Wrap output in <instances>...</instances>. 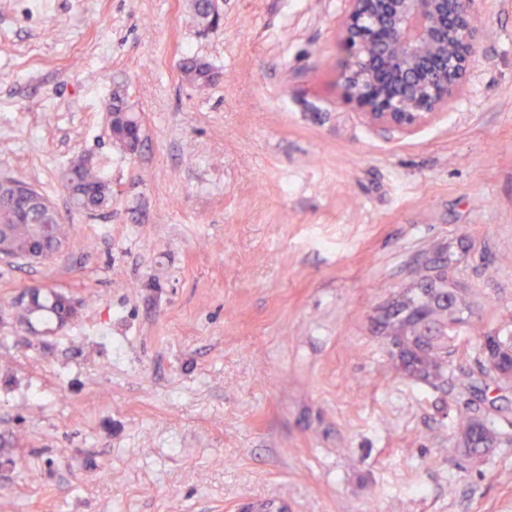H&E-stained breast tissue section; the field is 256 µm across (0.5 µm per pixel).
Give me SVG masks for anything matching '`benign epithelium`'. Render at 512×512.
Segmentation results:
<instances>
[{
  "label": "benign epithelium",
  "mask_w": 512,
  "mask_h": 512,
  "mask_svg": "<svg viewBox=\"0 0 512 512\" xmlns=\"http://www.w3.org/2000/svg\"><path fill=\"white\" fill-rule=\"evenodd\" d=\"M482 0H346L336 27L343 99L403 134L448 110L478 51Z\"/></svg>",
  "instance_id": "7a95c632"
}]
</instances>
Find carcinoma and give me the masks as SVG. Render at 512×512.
<instances>
[{
    "mask_svg": "<svg viewBox=\"0 0 512 512\" xmlns=\"http://www.w3.org/2000/svg\"><path fill=\"white\" fill-rule=\"evenodd\" d=\"M195 16L199 23L209 27L216 24L212 12V0H193ZM185 75L194 82L206 84L211 72L195 60L182 63ZM109 130L113 143L129 142L138 127L139 116L130 105L127 96L120 90L112 93L107 105ZM61 181L76 208L93 213L109 201L112 195L110 181L91 161L73 164L61 173ZM19 188H29L24 181L11 176L0 178V225L7 231V238L16 255L25 256L31 244L40 237L41 229L36 223H27L16 218L14 194ZM48 220L53 225L54 240L61 244L66 238V225L54 205L45 207ZM36 295L35 308L58 316L62 310L57 294L51 301H41V290L32 287ZM401 298L387 309L384 329L395 333L393 339L402 343L400 356H391L393 366L403 375L412 374L430 386L444 384L452 378V366L448 356L461 344L462 337L469 332L467 312L470 310L471 293L465 289L450 290L428 282L422 276L416 288H404ZM467 388H478L482 393H492L501 388L502 382L493 373L470 374L461 381ZM456 426L466 455L478 462L499 439L495 420H480L463 410L456 416Z\"/></svg>",
    "mask_w": 512,
    "mask_h": 512,
    "instance_id": "1",
    "label": "carcinoma"
}]
</instances>
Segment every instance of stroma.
<instances>
[{
  "label": "stroma",
  "mask_w": 512,
  "mask_h": 512,
  "mask_svg": "<svg viewBox=\"0 0 512 512\" xmlns=\"http://www.w3.org/2000/svg\"><path fill=\"white\" fill-rule=\"evenodd\" d=\"M0 0V177L70 226L0 259V512H512V439L480 464L455 377H402L374 318L458 245L470 333L512 320V0H483L449 110L372 129L336 85L344 0ZM213 75L203 89L180 68ZM123 86L143 142L106 106ZM91 156L88 215L59 173ZM43 286L67 320L28 313Z\"/></svg>",
  "instance_id": "stroma-1"
}]
</instances>
